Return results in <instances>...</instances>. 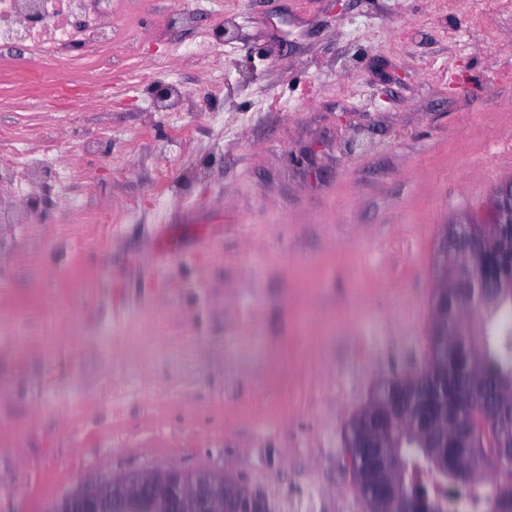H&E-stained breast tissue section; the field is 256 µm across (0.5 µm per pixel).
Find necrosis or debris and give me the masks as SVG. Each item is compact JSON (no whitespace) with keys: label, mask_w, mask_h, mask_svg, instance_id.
<instances>
[{"label":"necrosis or debris","mask_w":512,"mask_h":512,"mask_svg":"<svg viewBox=\"0 0 512 512\" xmlns=\"http://www.w3.org/2000/svg\"><path fill=\"white\" fill-rule=\"evenodd\" d=\"M119 38L113 0H0V68L35 82L53 76L51 94L40 101L45 113L53 112L55 99L78 90L72 73L111 55ZM0 144L9 150L0 159V223H33L26 201L47 177L67 186L80 171L79 160L60 159L49 172L11 132H0Z\"/></svg>","instance_id":"necrosis-or-debris-1"}]
</instances>
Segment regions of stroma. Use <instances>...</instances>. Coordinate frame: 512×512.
I'll return each instance as SVG.
<instances>
[{
  "label": "stroma",
  "mask_w": 512,
  "mask_h": 512,
  "mask_svg": "<svg viewBox=\"0 0 512 512\" xmlns=\"http://www.w3.org/2000/svg\"><path fill=\"white\" fill-rule=\"evenodd\" d=\"M119 10L111 101L48 118L0 85V127L49 161L109 148L76 203L0 227V512L171 466L365 512L343 429L426 361L443 225L512 185V0Z\"/></svg>",
  "instance_id": "1"
}]
</instances>
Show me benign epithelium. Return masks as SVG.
<instances>
[{
	"label": "benign epithelium",
	"instance_id": "7a95c632",
	"mask_svg": "<svg viewBox=\"0 0 512 512\" xmlns=\"http://www.w3.org/2000/svg\"><path fill=\"white\" fill-rule=\"evenodd\" d=\"M491 222L512 225V188L505 189L493 203ZM476 221L444 226L442 246L435 268L436 289L432 296L430 335L441 336L440 345L448 344V337L456 334L460 326L448 323L444 305L448 292L458 291L461 282H448V253L463 254L470 268L464 283L472 288L479 304L490 298L512 291V281L492 277L484 264L483 249L473 235ZM439 349L429 351L420 369L395 374L392 379L401 382L409 391L416 380L429 368ZM498 395L486 389L469 409L465 423L457 430L460 448H486L496 470L502 477L500 497L512 496V448L501 440L495 425ZM421 408L428 419L441 416L430 395L419 391L410 397H396L383 405L367 400L348 421L343 435L346 468L354 487L364 500L365 512H382L392 503L398 512H428L426 508L409 509L412 499L404 489L391 480L387 470H394L392 460L384 467L375 459L373 448L382 444L369 423L367 415L374 411L386 426L404 423L415 408ZM144 506L142 512H281L278 500L263 491L252 489L240 480L222 472L179 467L152 468L128 471L120 475H105L92 483L78 486L55 501L48 512H133L130 505Z\"/></svg>",
	"mask_w": 512,
	"mask_h": 512
}]
</instances>
